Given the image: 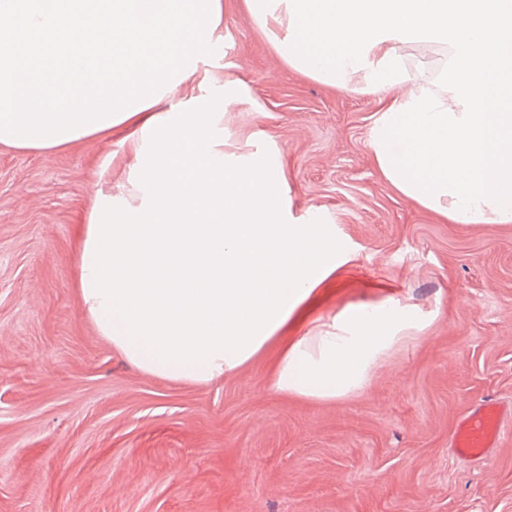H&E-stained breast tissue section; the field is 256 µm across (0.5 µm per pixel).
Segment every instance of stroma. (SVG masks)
I'll return each instance as SVG.
<instances>
[{"instance_id": "obj_1", "label": "stroma", "mask_w": 512, "mask_h": 512, "mask_svg": "<svg viewBox=\"0 0 512 512\" xmlns=\"http://www.w3.org/2000/svg\"><path fill=\"white\" fill-rule=\"evenodd\" d=\"M404 61L411 85H443L445 46ZM233 80L225 152L277 149L291 217L347 249L316 318L392 297L424 328L334 401L272 391L269 351L208 385L142 374L77 288L79 227L104 179L125 196L128 143L0 146V512H512V427L479 461L451 447L463 413L512 406V224H453L398 192L370 147L380 95L288 67L242 0L180 93Z\"/></svg>"}]
</instances>
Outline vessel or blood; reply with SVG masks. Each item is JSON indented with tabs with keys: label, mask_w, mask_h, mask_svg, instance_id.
I'll list each match as a JSON object with an SVG mask.
<instances>
[{
	"label": "vessel or blood",
	"mask_w": 512,
	"mask_h": 512,
	"mask_svg": "<svg viewBox=\"0 0 512 512\" xmlns=\"http://www.w3.org/2000/svg\"><path fill=\"white\" fill-rule=\"evenodd\" d=\"M511 418L500 403L484 401L461 417L452 443L454 453L468 460L482 458L500 440L504 425Z\"/></svg>",
	"instance_id": "b4317fda"
}]
</instances>
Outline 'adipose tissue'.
I'll return each mask as SVG.
<instances>
[{
	"label": "adipose tissue",
	"mask_w": 512,
	"mask_h": 512,
	"mask_svg": "<svg viewBox=\"0 0 512 512\" xmlns=\"http://www.w3.org/2000/svg\"><path fill=\"white\" fill-rule=\"evenodd\" d=\"M244 2L289 67L383 96L371 148L401 194L454 224H512V0ZM223 14L222 0H0V145L125 130L128 195L93 205L78 289L129 364L208 384L273 346V391L340 399L421 318L388 298L289 335L343 252L320 219L290 221L274 152L225 154L221 103L176 100ZM416 41L447 47L443 89L402 93L399 47Z\"/></svg>",
	"instance_id": "obj_1"
}]
</instances>
